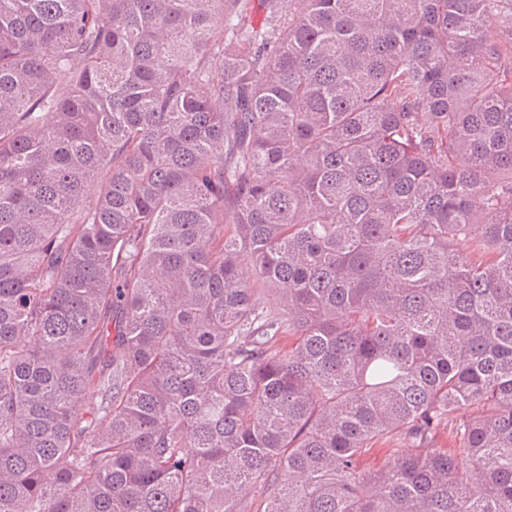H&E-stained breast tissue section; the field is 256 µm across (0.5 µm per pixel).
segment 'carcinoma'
Wrapping results in <instances>:
<instances>
[{"label":"carcinoma","mask_w":512,"mask_h":512,"mask_svg":"<svg viewBox=\"0 0 512 512\" xmlns=\"http://www.w3.org/2000/svg\"><path fill=\"white\" fill-rule=\"evenodd\" d=\"M501 19L0 0V512H512Z\"/></svg>","instance_id":"carcinoma-1"}]
</instances>
